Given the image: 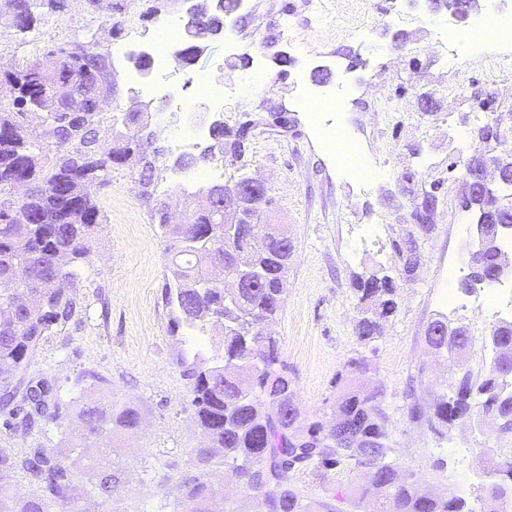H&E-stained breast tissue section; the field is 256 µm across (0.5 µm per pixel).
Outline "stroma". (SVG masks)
Masks as SVG:
<instances>
[{
    "label": "stroma",
    "mask_w": 512,
    "mask_h": 512,
    "mask_svg": "<svg viewBox=\"0 0 512 512\" xmlns=\"http://www.w3.org/2000/svg\"><path fill=\"white\" fill-rule=\"evenodd\" d=\"M188 0H116L92 6L67 0L61 13H46L38 31L0 27V73L24 68L54 46L90 35L106 48L128 54L112 59L111 115L134 106L152 117L159 141L173 147L176 126L221 121L244 130L245 153L209 162L199 156L206 140L188 150L195 171L218 168L226 186L239 176L264 180L272 200L265 224H284L295 245L284 284V303L269 330L295 379V402L307 421L329 422L335 382L348 362L364 359L369 384L382 391L392 462L424 493L444 489L474 499L488 482L487 468L512 448V434L498 433L481 408L445 424L434 415L438 399L463 373L483 379L493 362L488 338L499 315L474 304L478 289L462 287L461 267L473 212L462 205L467 154L461 134L479 122L497 124L496 157L512 155V41L460 53L449 66V30L470 27L481 16L457 19L431 0H240L224 19L222 35L192 64L171 60L148 79L160 94L139 93L124 77L134 68L137 42L152 38L159 22L182 19ZM292 22L302 41L295 48L282 34ZM206 71L227 89L221 109L199 114L194 73ZM189 100L170 113L163 90ZM171 114L172 126L161 122ZM347 128L376 174L361 181L338 167L325 149L322 130ZM156 197L179 214L200 202V184L179 185L171 161L161 160ZM436 202L429 232H419L416 213L428 194ZM104 217L88 263L72 294L76 313L45 337L28 365L11 378L12 401L0 403V448L22 455L41 448L60 454L80 440L78 425L26 430L11 411L28 385L48 381L67 412L83 402L138 409V430L113 439L126 464L118 493L96 512H174L180 477L195 463L202 444L181 352L198 349L221 360V331L175 336L164 301L166 243L139 196L130 167L113 169L97 188ZM415 235L421 265L402 273L396 245ZM392 278L396 309L375 341L360 339L364 304L360 278ZM466 326L473 342L460 357L435 354L426 342L437 318ZM363 476L351 462L331 470L289 473L315 512H371L354 501ZM215 512L236 505L264 512L263 505L223 465L211 471Z\"/></svg>",
    "instance_id": "35a3bbf8"
}]
</instances>
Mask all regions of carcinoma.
Segmentation results:
<instances>
[{
  "mask_svg": "<svg viewBox=\"0 0 512 512\" xmlns=\"http://www.w3.org/2000/svg\"><path fill=\"white\" fill-rule=\"evenodd\" d=\"M54 11L56 0H0V23L19 32L36 30L43 8ZM197 12L206 30L219 32L220 15L207 3ZM109 55L97 41L75 42L68 51L57 47L25 68L5 74L15 86L11 102H0V365L17 371L29 362L40 340L54 328L69 322L76 305L68 286L78 278L103 224L93 195L105 184L112 168L127 164L136 169L139 194L150 206L167 242L168 283L166 304L171 309L170 333L202 334L209 327H222L224 364L218 365L201 351L184 352L178 363L189 381L196 422L207 445L195 449L196 465L180 479L182 512H211L213 494L210 471L213 449L224 452L222 465L244 480L245 486L269 512H311V504L288 487L287 474L313 462L329 468L352 460L358 468L369 464L377 474L357 492V503L372 502L374 512H501L503 502L492 490L477 496L480 510L452 491L428 498L419 496L406 471L389 461L391 446L379 397L356 384L366 372L362 358L348 364L349 371L336 381L334 424L296 421L292 378L281 358L278 341L264 342L248 331L242 318L248 314L271 321L282 309L283 281L294 256L293 240L278 224H240L237 236L224 242V211L194 214L187 224H169L165 205L155 202L159 158L163 151L150 141L139 142L136 132L126 136L124 150L115 152L112 128L103 125L112 84ZM60 84L70 90L81 106L77 123L69 119L67 103L56 98ZM39 113L40 130H29L28 117ZM223 123L212 128L217 155L242 154L240 135L228 142ZM30 182L26 195L11 193L15 179ZM512 257L504 250H491L480 267L466 275L463 286L484 276H494ZM248 267L253 282L238 289L234 302L225 300L224 282L212 278L217 265ZM361 300L371 303L375 318L358 323L359 337L370 341L381 334L380 320L393 312V283L388 278L369 277L358 284ZM495 357L489 373L472 382L465 373L454 396L442 395L435 405L436 418L446 423L480 407L498 421L512 417V400L501 396L502 367L512 371V325L494 326L490 336ZM52 388L39 381L29 387L24 413L32 424L44 421L62 428L67 414L51 403ZM86 438L102 444L97 457V496L112 499L123 484L125 465L112 457L106 439L138 428L140 415L130 406L105 408L85 403L79 409ZM371 441L368 448H353L350 437ZM89 459L87 448L75 445L60 457L33 448L18 457L0 448V474L22 471L37 491L16 499L0 488V512H88L76 503L73 468Z\"/></svg>",
  "mask_w": 512,
  "mask_h": 512,
  "instance_id": "carcinoma-1",
  "label": "carcinoma"
}]
</instances>
